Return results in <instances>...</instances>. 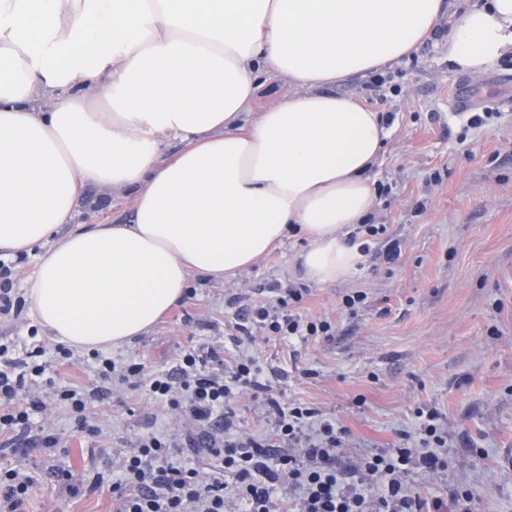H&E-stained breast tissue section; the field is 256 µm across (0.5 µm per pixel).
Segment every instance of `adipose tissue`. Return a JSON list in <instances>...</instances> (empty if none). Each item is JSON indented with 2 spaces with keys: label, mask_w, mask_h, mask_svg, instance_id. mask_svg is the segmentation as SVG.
<instances>
[{
  "label": "adipose tissue",
  "mask_w": 512,
  "mask_h": 512,
  "mask_svg": "<svg viewBox=\"0 0 512 512\" xmlns=\"http://www.w3.org/2000/svg\"><path fill=\"white\" fill-rule=\"evenodd\" d=\"M445 16L453 70L512 58V0H0V255L38 253L34 322L121 346L189 274L229 278L294 231L307 277L342 281L391 129L336 86L399 63ZM273 80L287 95L253 110ZM90 185L130 194L123 222L76 223Z\"/></svg>",
  "instance_id": "1"
}]
</instances>
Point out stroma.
I'll return each mask as SVG.
<instances>
[{
    "mask_svg": "<svg viewBox=\"0 0 512 512\" xmlns=\"http://www.w3.org/2000/svg\"><path fill=\"white\" fill-rule=\"evenodd\" d=\"M374 106L393 116L392 135L376 169L389 186L375 203L372 223L386 238L343 282L311 287L302 314L325 315L336 325L329 338L256 340L234 344L230 323L235 294L246 303L269 300L270 283H306L296 261L305 238L293 236L227 284L191 278L187 299L147 335L114 352L151 368L171 367L184 349L223 347L257 356L263 374L284 402L319 409L349 431L337 466L352 471L361 455L396 446L414 434L417 407L433 406L448 434L444 471L415 470L412 485L425 498H449L461 486L474 499L450 503L448 512H512V62L481 75L448 66L443 41L422 45L411 59L387 69ZM468 93L487 124L468 128L453 117L454 99ZM129 197L89 187L78 223L120 221ZM399 240L401 256L384 258L387 238ZM350 290L366 292L358 315L341 309ZM18 353L55 343L34 329L29 314L0 317V338ZM311 377H303V370ZM94 434L83 432L69 409L50 405L38 423L60 443L44 448L21 442L0 447V469H21L33 478L26 512H112L113 449L141 436L176 429V419L144 391L114 389L87 405ZM237 430L265 438L273 423L262 399L244 396L235 405ZM65 467L93 479L98 490L70 494L55 476Z\"/></svg>",
    "mask_w": 512,
    "mask_h": 512,
    "instance_id": "obj_1",
    "label": "stroma"
}]
</instances>
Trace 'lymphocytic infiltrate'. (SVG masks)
Wrapping results in <instances>:
<instances>
[{
  "mask_svg": "<svg viewBox=\"0 0 512 512\" xmlns=\"http://www.w3.org/2000/svg\"><path fill=\"white\" fill-rule=\"evenodd\" d=\"M270 290L269 303L240 308L238 335L304 340L332 336L328 318H307L297 310L310 293L308 287L283 289L274 284ZM13 351L12 345L0 343V433H30L35 415L45 412L51 400L66 405L81 430L95 433L85 416L90 396H104L120 386L145 390L179 414L182 437L150 434L118 452L121 476L112 484L116 512H233V501L224 494L228 473L248 512H276L268 485L273 476L297 490L299 512H443L441 500L427 501L408 484L415 469L435 472L446 466L438 450L448 440L436 409L418 410L416 447L402 445L365 455L359 467L363 480L355 484L336 469L346 429L321 419L316 409L282 404L272 386L261 381L254 357L240 356L228 367L217 349L188 348L173 369L149 373L142 363L100 356L96 365L102 384L88 392L53 377L50 362L32 364L14 357ZM34 377L45 378L48 398L30 394L27 381ZM246 390L262 397L273 417L272 438L233 432L232 403ZM183 444L215 458L217 470L205 474L180 460L178 448Z\"/></svg>",
  "mask_w": 512,
  "mask_h": 512,
  "instance_id": "1",
  "label": "lymphocytic infiltrate"
}]
</instances>
